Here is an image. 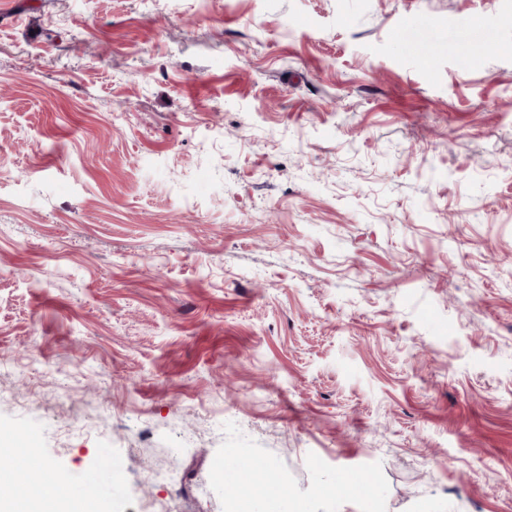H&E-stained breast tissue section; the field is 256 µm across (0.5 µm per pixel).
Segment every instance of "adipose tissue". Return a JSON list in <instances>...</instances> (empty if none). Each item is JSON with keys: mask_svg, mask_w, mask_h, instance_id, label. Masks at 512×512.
I'll return each mask as SVG.
<instances>
[{"mask_svg": "<svg viewBox=\"0 0 512 512\" xmlns=\"http://www.w3.org/2000/svg\"><path fill=\"white\" fill-rule=\"evenodd\" d=\"M0 505L10 512H94V496L88 491L75 494L65 476L57 474L30 498L18 497L9 485L0 483Z\"/></svg>", "mask_w": 512, "mask_h": 512, "instance_id": "adipose-tissue-1", "label": "adipose tissue"}]
</instances>
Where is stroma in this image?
I'll return each instance as SVG.
<instances>
[{
    "label": "stroma",
    "mask_w": 512,
    "mask_h": 512,
    "mask_svg": "<svg viewBox=\"0 0 512 512\" xmlns=\"http://www.w3.org/2000/svg\"><path fill=\"white\" fill-rule=\"evenodd\" d=\"M24 430L101 512H512V0H0Z\"/></svg>",
    "instance_id": "stroma-1"
}]
</instances>
